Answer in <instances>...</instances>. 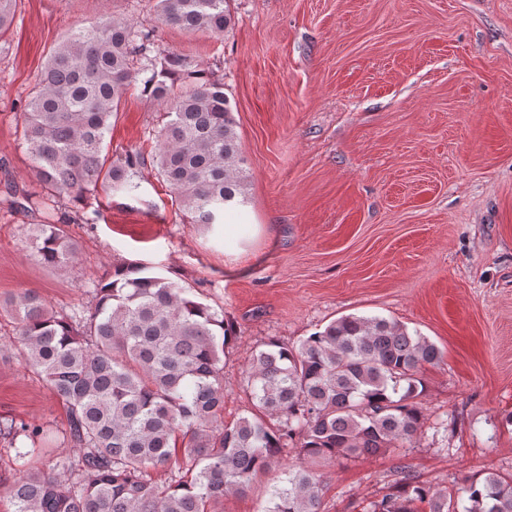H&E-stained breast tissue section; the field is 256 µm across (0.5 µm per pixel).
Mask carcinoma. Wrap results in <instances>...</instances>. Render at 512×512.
I'll return each mask as SVG.
<instances>
[{
  "label": "carcinoma",
  "mask_w": 512,
  "mask_h": 512,
  "mask_svg": "<svg viewBox=\"0 0 512 512\" xmlns=\"http://www.w3.org/2000/svg\"><path fill=\"white\" fill-rule=\"evenodd\" d=\"M16 0H0V40ZM158 19L188 33L221 35L228 0H155ZM133 88L163 107L155 164L191 224L212 229L246 200L247 175L224 82L190 58L162 51L154 30L103 17L77 27L37 74L22 112V139L38 189L10 201L23 211L72 213L26 230L42 265L66 270L76 247L64 230L100 214L102 189L136 198L140 156L106 163L112 118ZM88 314H59L35 289L0 302L14 318L24 362L63 403L72 457L51 432L0 420L14 452L6 493L13 512H213L273 474L262 512H321V469L395 451L424 420L425 366L442 351L418 331L379 315L341 316L295 344L269 340L240 385L245 416L224 423V357L234 324L154 267L123 263L93 284ZM295 463L280 462L288 446ZM163 471L160 485L153 473ZM512 512V475H465L452 492L410 472L364 512Z\"/></svg>",
  "instance_id": "cac0c4a2"
}]
</instances>
